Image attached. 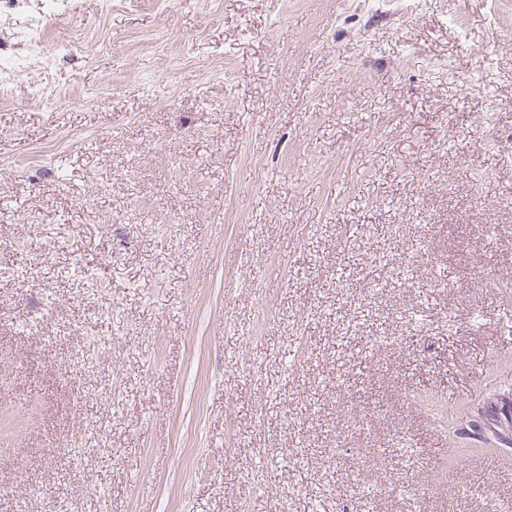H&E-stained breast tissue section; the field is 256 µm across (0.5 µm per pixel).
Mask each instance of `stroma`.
Here are the masks:
<instances>
[{
	"mask_svg": "<svg viewBox=\"0 0 512 512\" xmlns=\"http://www.w3.org/2000/svg\"><path fill=\"white\" fill-rule=\"evenodd\" d=\"M0 63V512H512V0H27Z\"/></svg>",
	"mask_w": 512,
	"mask_h": 512,
	"instance_id": "35a3bbf8",
	"label": "stroma"
}]
</instances>
